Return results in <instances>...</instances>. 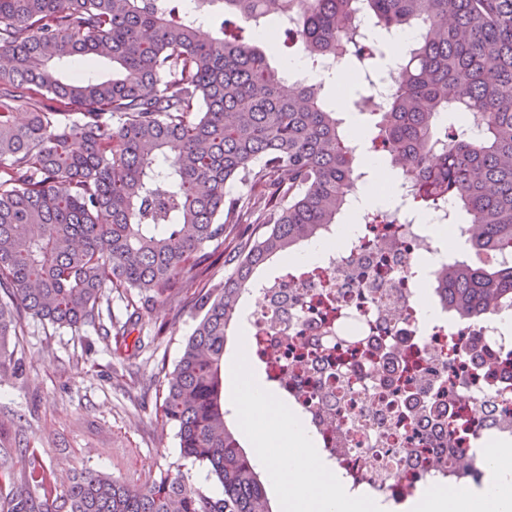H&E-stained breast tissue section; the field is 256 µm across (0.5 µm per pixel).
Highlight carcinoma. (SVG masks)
I'll use <instances>...</instances> for the list:
<instances>
[{
  "label": "carcinoma",
  "mask_w": 512,
  "mask_h": 512,
  "mask_svg": "<svg viewBox=\"0 0 512 512\" xmlns=\"http://www.w3.org/2000/svg\"><path fill=\"white\" fill-rule=\"evenodd\" d=\"M246 24L200 37L168 0H0V372L15 364L26 316L77 329L95 324L115 291L127 318L103 328L112 355L130 360L135 299L204 310L165 381L159 417L178 428L184 457L207 466L222 493L181 471L119 477L83 468L57 486L42 454L0 442V512H280L242 449L224 407V352L257 270L320 238L346 215L361 149L408 161L413 205L462 208L471 256L434 276L436 302L473 322L512 307V0H194ZM310 61L334 57L370 82L383 41L356 42L370 17L387 34L422 33L399 61L383 111L353 90L366 116L354 142L322 82L285 91L262 37L280 18ZM108 60L112 77L67 80L73 62ZM19 107L25 120L15 118ZM480 118L473 140L445 114ZM241 191L232 194L227 186ZM240 224L262 233L244 236ZM232 271L197 289L227 238ZM213 251H208V248Z\"/></svg>",
  "instance_id": "carcinoma-1"
}]
</instances>
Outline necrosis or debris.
<instances>
[{"label":"necrosis or debris","instance_id":"necrosis-or-debris-1","mask_svg":"<svg viewBox=\"0 0 512 512\" xmlns=\"http://www.w3.org/2000/svg\"><path fill=\"white\" fill-rule=\"evenodd\" d=\"M414 184L408 177L398 186L395 223L361 224L342 240L325 233L320 261L256 283L252 307L241 311L255 361L320 458L350 490L384 504L407 502L422 482H478L480 448L512 440V330L502 326L512 308L473 324L445 313L422 320L416 285L432 280L433 257L449 252L442 229L462 242L467 233L448 203L420 223L409 205ZM386 349L409 360L417 402L384 386L390 371L377 355ZM422 415L466 449L472 469L430 451L414 427Z\"/></svg>","mask_w":512,"mask_h":512}]
</instances>
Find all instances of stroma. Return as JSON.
Returning a JSON list of instances; mask_svg holds the SVG:
<instances>
[{"mask_svg":"<svg viewBox=\"0 0 512 512\" xmlns=\"http://www.w3.org/2000/svg\"><path fill=\"white\" fill-rule=\"evenodd\" d=\"M140 314L142 347L129 364L112 357L94 326L57 328L27 316L16 370L0 376V442L46 449L61 482L89 466L116 476L170 468L220 493L207 467L181 457L176 427L157 417L165 377L203 312L189 301H149Z\"/></svg>","mask_w":512,"mask_h":512,"instance_id":"stroma-1","label":"stroma"}]
</instances>
